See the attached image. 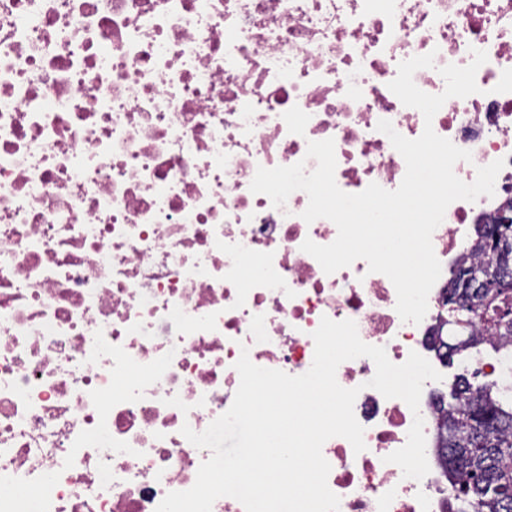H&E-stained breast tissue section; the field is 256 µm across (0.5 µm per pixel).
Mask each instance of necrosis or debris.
Segmentation results:
<instances>
[{
    "instance_id": "4bbe7bcc",
    "label": "necrosis or debris",
    "mask_w": 512,
    "mask_h": 512,
    "mask_svg": "<svg viewBox=\"0 0 512 512\" xmlns=\"http://www.w3.org/2000/svg\"><path fill=\"white\" fill-rule=\"evenodd\" d=\"M476 49L478 93L432 122L388 87L431 52L413 80L441 93L440 67ZM382 120L469 151L464 182L505 162L493 196L454 201L434 231L417 324L366 261L328 274L302 251L338 234L303 219L305 192L277 208L250 190L261 167L314 170L307 146L328 138L342 191L397 189ZM511 199L512 0H0V512H156L209 459L181 428L230 408L241 353L304 374L322 318L354 321L392 363H437L448 275ZM374 374L367 357L336 372L366 445H323L339 512H448L437 382L414 412ZM417 413L419 480L386 460Z\"/></svg>"
}]
</instances>
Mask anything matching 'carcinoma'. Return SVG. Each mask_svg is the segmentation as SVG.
I'll use <instances>...</instances> for the list:
<instances>
[{"label": "carcinoma", "mask_w": 512, "mask_h": 512, "mask_svg": "<svg viewBox=\"0 0 512 512\" xmlns=\"http://www.w3.org/2000/svg\"><path fill=\"white\" fill-rule=\"evenodd\" d=\"M503 228V247L489 248L485 241ZM476 254L488 260L462 262L451 270L450 294L459 308L448 311L459 342L446 344L441 358L454 357L481 346L500 355L512 348V319L490 321L481 317L485 289L479 281L463 283L458 272L489 274L512 292V223L485 224L478 229ZM440 451L455 488V502L448 512H512V389L497 381L474 384L463 374L455 377L448 392L447 419L440 426Z\"/></svg>", "instance_id": "cac0c4a2"}]
</instances>
